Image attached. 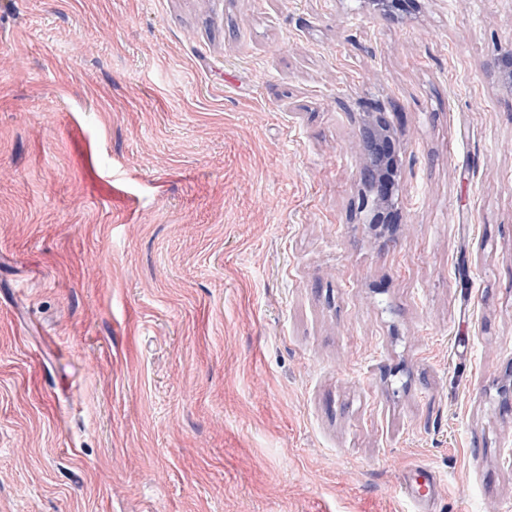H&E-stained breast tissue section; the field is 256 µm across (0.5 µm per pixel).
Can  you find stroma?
<instances>
[{"mask_svg": "<svg viewBox=\"0 0 512 512\" xmlns=\"http://www.w3.org/2000/svg\"><path fill=\"white\" fill-rule=\"evenodd\" d=\"M510 49L512 0H0V512H512ZM363 143L360 178L363 191L360 197L362 211H367L369 224L379 227L387 224L398 211L394 194L398 185L395 149L391 127L385 117L367 115L362 120ZM369 204V207H367Z\"/></svg>", "mask_w": 512, "mask_h": 512, "instance_id": "obj_1", "label": "stroma"}]
</instances>
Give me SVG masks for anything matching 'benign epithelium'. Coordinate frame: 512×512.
Here are the masks:
<instances>
[{"label": "benign epithelium", "instance_id": "1", "mask_svg": "<svg viewBox=\"0 0 512 512\" xmlns=\"http://www.w3.org/2000/svg\"><path fill=\"white\" fill-rule=\"evenodd\" d=\"M499 82L512 91V51L505 52L497 62ZM363 123L362 165L360 178L363 191L361 209L368 212L369 223L377 228L388 223L398 211L394 202L397 191V167L391 127L384 117L366 116Z\"/></svg>", "mask_w": 512, "mask_h": 512}]
</instances>
